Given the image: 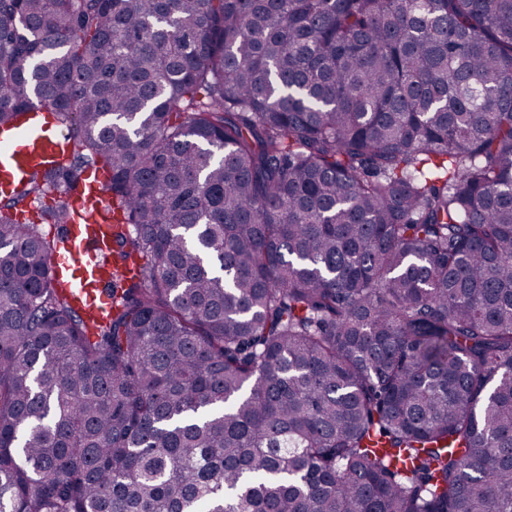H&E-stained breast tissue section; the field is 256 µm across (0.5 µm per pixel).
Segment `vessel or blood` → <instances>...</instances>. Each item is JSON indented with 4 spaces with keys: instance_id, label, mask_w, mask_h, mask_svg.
I'll list each match as a JSON object with an SVG mask.
<instances>
[{
    "instance_id": "1",
    "label": "vessel or blood",
    "mask_w": 512,
    "mask_h": 512,
    "mask_svg": "<svg viewBox=\"0 0 512 512\" xmlns=\"http://www.w3.org/2000/svg\"><path fill=\"white\" fill-rule=\"evenodd\" d=\"M71 148L70 140L39 120L10 137H0V195L15 192L30 178L49 172L61 151ZM108 180L107 171L96 170L71 187L67 204L87 214L89 222L67 225V245L54 259L66 275V289L94 317L112 306V271L106 261L107 234L112 227V208L105 193Z\"/></svg>"
}]
</instances>
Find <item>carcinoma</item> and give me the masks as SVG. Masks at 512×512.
Here are the masks:
<instances>
[{"instance_id":"carcinoma-1","label":"carcinoma","mask_w":512,"mask_h":512,"mask_svg":"<svg viewBox=\"0 0 512 512\" xmlns=\"http://www.w3.org/2000/svg\"><path fill=\"white\" fill-rule=\"evenodd\" d=\"M0 512H512V0H0ZM105 169L112 309L52 265ZM57 224L50 236L39 224ZM72 143L41 120L25 126L10 137H0V196L20 189L32 177L49 172L60 153Z\"/></svg>"}]
</instances>
